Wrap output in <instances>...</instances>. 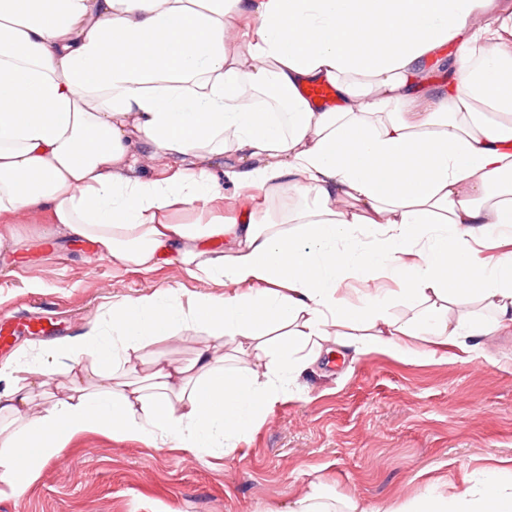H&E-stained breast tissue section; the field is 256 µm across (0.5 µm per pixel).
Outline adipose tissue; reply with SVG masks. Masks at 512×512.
Instances as JSON below:
<instances>
[{
  "instance_id": "ef3b65f1",
  "label": "adipose tissue",
  "mask_w": 512,
  "mask_h": 512,
  "mask_svg": "<svg viewBox=\"0 0 512 512\" xmlns=\"http://www.w3.org/2000/svg\"><path fill=\"white\" fill-rule=\"evenodd\" d=\"M321 84L324 109L299 94ZM153 158L164 173L141 175ZM27 213L127 270L172 257L226 291L113 303L108 329L39 347L33 376L11 367L0 496L86 433L231 454L322 353L433 357L512 328V0H0V247ZM351 278L366 288L345 305ZM184 329L207 339L194 359L139 377ZM60 356L71 383L34 410ZM393 512H512V477Z\"/></svg>"
}]
</instances>
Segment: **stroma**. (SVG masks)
Returning a JSON list of instances; mask_svg holds the SVG:
<instances>
[{
  "label": "stroma",
  "mask_w": 512,
  "mask_h": 512,
  "mask_svg": "<svg viewBox=\"0 0 512 512\" xmlns=\"http://www.w3.org/2000/svg\"><path fill=\"white\" fill-rule=\"evenodd\" d=\"M47 229L36 215L15 224L17 244L0 254V318L41 311L77 336L123 298L224 292L174 260L142 275L97 259L89 242L53 245ZM489 468L512 470L511 334L444 357L335 356L228 456L84 434L22 494L0 497V512H290L314 489L382 512L429 486L456 492Z\"/></svg>",
  "instance_id": "obj_1"
}]
</instances>
